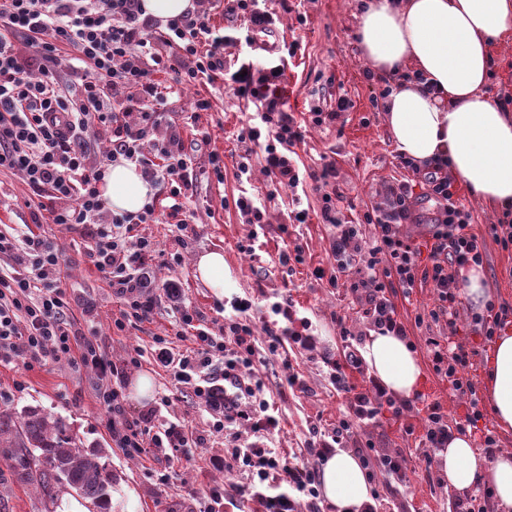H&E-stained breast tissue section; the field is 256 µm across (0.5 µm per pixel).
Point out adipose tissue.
Returning a JSON list of instances; mask_svg holds the SVG:
<instances>
[{
	"mask_svg": "<svg viewBox=\"0 0 512 512\" xmlns=\"http://www.w3.org/2000/svg\"><path fill=\"white\" fill-rule=\"evenodd\" d=\"M358 37L367 62L394 75L386 122L399 153L416 163L444 158L451 173L480 201L512 209V111L487 86L491 47L512 36V0H363ZM412 65L417 77L397 79ZM153 195L130 163L110 166L101 188L105 209L140 211ZM363 355L370 372L394 395L417 390L421 367L406 342L369 337ZM484 394L498 428L512 432V329L502 331L484 367ZM437 467L464 492L492 485L498 512H512V451L480 455L470 435L453 434L438 449ZM321 491L336 512H361L370 486L352 451L340 449L323 466Z\"/></svg>",
	"mask_w": 512,
	"mask_h": 512,
	"instance_id": "obj_1",
	"label": "adipose tissue"
}]
</instances>
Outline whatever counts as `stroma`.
Segmentation results:
<instances>
[{"label":"stroma","instance_id":"stroma-1","mask_svg":"<svg viewBox=\"0 0 512 512\" xmlns=\"http://www.w3.org/2000/svg\"><path fill=\"white\" fill-rule=\"evenodd\" d=\"M303 4L308 22L294 30L292 8ZM269 8L280 18L281 39H300L301 50L295 58L286 60L282 85L287 92L289 112L307 111L310 95L325 87L332 95H347L353 107L342 122L311 130L305 146L299 150L305 164L319 161L321 156H335L338 185L341 192L357 206L375 199L383 182L412 179L410 171L398 165L392 137L383 112L375 111L370 103V89L363 72L368 63L357 38L359 22L358 0H267ZM212 98L214 112L203 115L211 132V147L224 157V179L198 178L191 207L195 213L194 232L182 250V263L157 266L160 280H173L184 290L188 305L195 308L207 322L223 323L224 317L213 308L215 296L196 276V262L201 254L220 250L233 272L225 296H253L257 307H264L269 296L285 288L292 289L295 300L317 326L327 345L336 343V316L348 315V302L335 289L316 282L311 272L315 267H330L328 227L311 222L296 227L304 261L292 274L283 273L278 253L283 247L280 228L291 225L287 204H269L266 230L255 256L240 253L238 244L246 240L252 229L246 216L232 207L231 200L241 184L235 177L238 147L236 136L242 128L252 125L254 106L238 99L226 89L195 86L178 98L170 99L167 110L173 118L190 111L196 98ZM459 197L470 210L475 233L486 236V260L482 268L484 284L492 299L512 302V252L501 250L488 239V227L501 218L500 210L471 197L466 188H459ZM29 191L20 176L0 174V231L22 230L30 223L31 211L24 204ZM293 225V224H292ZM47 236L56 238L66 253L67 283L95 299L97 315L93 323H82L83 331L95 333L101 339L109 358L115 363H127V378L150 374L153 395L170 396L172 404L162 410L164 420H186L196 439L192 447L182 449L174 457H128L116 447L107 429V419L101 415L95 396L93 372L77 368L68 361L50 358L34 361L24 352L0 362V410L22 412L39 408L61 418L77 434L86 452L105 456L124 495L133 498L137 512H209L208 491L213 487L231 488L232 474L213 468L212 457L223 455L224 438L213 433L210 417L176 395L171 378L155 368L149 360L133 367L129 359L136 351L148 350L152 334L172 331L175 321L167 307H160L150 324L129 325L124 331L112 328L117 303L112 290L99 273L79 252L80 229H67L57 224L44 227ZM301 372L309 387L308 395L283 394L277 405L287 419L281 443L286 448L304 445L308 423L315 416L335 422L340 415L341 401L326 385L315 362L300 359ZM66 488H56L52 495L41 489L16 483L9 470L0 463V512H56ZM448 487H439L436 479L428 478L424 469H417L408 485L400 487L390 504L392 512H441L451 495Z\"/></svg>","mask_w":512,"mask_h":512}]
</instances>
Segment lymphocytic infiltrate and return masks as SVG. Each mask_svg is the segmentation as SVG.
I'll return each instance as SVG.
<instances>
[{
	"label": "lymphocytic infiltrate",
	"instance_id": "obj_1",
	"mask_svg": "<svg viewBox=\"0 0 512 512\" xmlns=\"http://www.w3.org/2000/svg\"><path fill=\"white\" fill-rule=\"evenodd\" d=\"M224 16V27L213 24L206 8L162 24L144 15L140 0H0V172L21 175L30 187L33 197L25 205L34 221L47 215L56 224L84 227L83 252L120 302L116 330L132 320L152 322L164 304L175 313L174 335H154L151 356L170 371L176 388L210 415L213 432L224 436V454L211 464L239 481L231 496L211 490L214 504L235 512L248 502L254 512H329L318 490L320 469L336 449L351 443L371 485L373 503L363 512H378L379 503L390 501L409 481L402 449L377 447L369 436L382 417L416 436L417 459L427 465L432 450L444 447L456 431L478 435L486 457L499 449L494 431L484 424L472 373L478 349L447 336L425 339L434 374L468 401L465 414L454 419L422 394L395 399L369 374L362 354L364 333L407 339L394 298L410 296L419 282L432 286L435 299L417 311L416 326L456 327L461 274L483 266L486 239L472 232V215L443 162L425 172L419 185L383 184L361 221L345 219V197L334 188L335 161L303 166L297 148L305 128L339 121L351 101L341 95L330 102L321 94L312 99L306 117L296 118L286 108L281 79L285 59L296 56L299 42H263L279 21L266 0H224ZM229 47L238 53L228 65L224 51ZM159 73L169 76L168 84L156 81ZM216 83L256 107L257 123L238 136L243 148L237 177H251L258 167L270 185L265 195L243 190L234 201L255 226L239 249L255 254L267 205L282 191L291 194L295 221L305 223L308 212L298 188L310 185L320 197L322 222L332 228L334 259L331 268L316 267L313 275L328 287H343L361 325L356 331L337 319L340 347L326 346L291 294H275L267 303L261 328L253 321L251 299L215 302V311L224 316L223 327L215 330L185 304L175 282L151 279L156 259L180 264L179 247L193 232L190 146L208 148L210 174L224 178V159L210 150V133L198 130L193 142L185 143L165 106L188 86ZM100 130L109 133L110 146L95 159L91 136ZM262 138L267 144L258 156L253 146ZM120 161L135 164L150 186L164 190V213L151 201L135 214L105 211L100 186L107 166ZM421 200L431 203L433 212L418 241L403 227L416 223L414 207ZM161 220L177 229L173 251L137 232L140 225ZM64 263L63 248L33 229L18 236L0 233V358L20 348L34 360L64 358L95 371L97 399L112 440L127 455L187 447L185 421L157 423L153 409L128 417L127 368L77 328L61 278ZM288 350L317 360L321 376L347 401L336 422L310 421L302 450L307 460L301 464L270 446L283 417L257 371L266 357ZM418 406L423 416L417 427L410 418Z\"/></svg>",
	"mask_w": 512,
	"mask_h": 512
}]
</instances>
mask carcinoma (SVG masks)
<instances>
[{"label": "carcinoma", "mask_w": 512, "mask_h": 512, "mask_svg": "<svg viewBox=\"0 0 512 512\" xmlns=\"http://www.w3.org/2000/svg\"><path fill=\"white\" fill-rule=\"evenodd\" d=\"M0 458L14 479L37 485L47 495L63 485L87 500L96 512H112V471L89 458L80 439L60 419L42 410L22 414L0 410Z\"/></svg>", "instance_id": "1"}]
</instances>
